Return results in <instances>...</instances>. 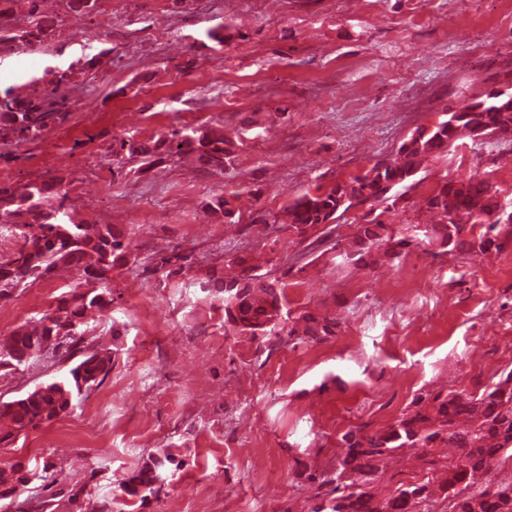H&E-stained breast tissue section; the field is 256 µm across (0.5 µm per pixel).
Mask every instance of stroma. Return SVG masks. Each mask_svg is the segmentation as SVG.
<instances>
[{"mask_svg":"<svg viewBox=\"0 0 512 512\" xmlns=\"http://www.w3.org/2000/svg\"><path fill=\"white\" fill-rule=\"evenodd\" d=\"M56 37L36 47L42 69L98 64L77 75L64 123L19 145L0 143V182L62 177L76 220L126 230L141 261L113 269L112 306L92 314L84 341L112 349V369L71 412L20 434L0 455L47 464L78 506L112 496L123 512H309L316 490L297 461L331 458L336 437L379 429L420 388L473 389L512 368V256L415 250L374 270L309 251L291 233L253 223L298 195L394 158L402 142L451 110L512 85V0H105L88 14L43 0ZM224 33L223 43L207 36ZM220 126L240 142L224 171L193 157L113 174V138L145 142L174 129ZM476 174L512 199V146L463 138L424 162L407 207L359 206L340 220L349 246L367 215L429 224L416 201L444 177ZM236 196L239 223L205 203ZM300 260L285 280L291 315L340 323L327 342L264 348L225 334L215 273L224 250ZM179 253L181 274L149 267ZM75 272L27 283L0 300V340L45 314ZM67 363L0 374L12 399L62 376ZM176 465L160 498H122V480L149 455Z\"/></svg>","mask_w":512,"mask_h":512,"instance_id":"1","label":"stroma"}]
</instances>
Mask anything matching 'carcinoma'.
Instances as JSON below:
<instances>
[{
	"label": "carcinoma",
	"instance_id": "obj_1",
	"mask_svg": "<svg viewBox=\"0 0 512 512\" xmlns=\"http://www.w3.org/2000/svg\"><path fill=\"white\" fill-rule=\"evenodd\" d=\"M26 11L28 25L18 30L0 27V44L22 42L36 47L56 34L44 17L42 0H12ZM92 68V61H76L65 69H50L41 80L28 82L26 91L9 89L0 96V141L23 143L64 120L66 92L73 77ZM476 127L500 143L512 142V86L497 95L487 94L431 127H419L403 142L398 158L378 161L366 171L325 190L304 192L277 212L259 209L253 222L289 231L308 240L333 236L337 221L359 205L385 204L407 194L424 159L448 151L462 128ZM237 146L215 127L196 128L160 136L151 144L112 141V164L138 158L148 170L174 157L194 156L207 170L232 166ZM64 179L0 183V224L18 230L19 246L0 257V297L30 281L45 280L61 270L79 273L88 288H72L34 325L18 327L0 353L13 363L0 369L17 370L40 362L73 358L58 378L24 394L0 401V448L8 447L23 431L52 421L77 403L83 389L98 385L112 369V351L103 345L87 347L82 335L92 312L110 307L109 273L133 256L132 240L112 224H81L72 219L65 202ZM500 189L476 176L444 179L418 201L433 212L435 224H359L346 260L374 267L407 254L411 248L432 247L442 254L478 251L503 252L512 248V223L497 219ZM206 207L224 222H236L234 201L211 196ZM224 265L238 274L224 284V330L251 336L273 347L285 339L323 342L336 335L339 322L307 311L297 318L285 312V282L293 266L276 264L255 251L229 249ZM422 450L425 474L379 491L387 463L408 450ZM443 448H455L458 459L448 460ZM512 464V369L473 391L421 392L400 417L382 430L351 427L336 438V454L326 462L314 455L296 471L297 478L316 487L310 512H512V475L490 477ZM174 465L171 454L152 456L122 488L142 500L159 497ZM47 467L11 459L0 462V500L5 512H51L57 492L51 490ZM28 492L14 498L18 489Z\"/></svg>",
	"mask_w": 512,
	"mask_h": 512
}]
</instances>
